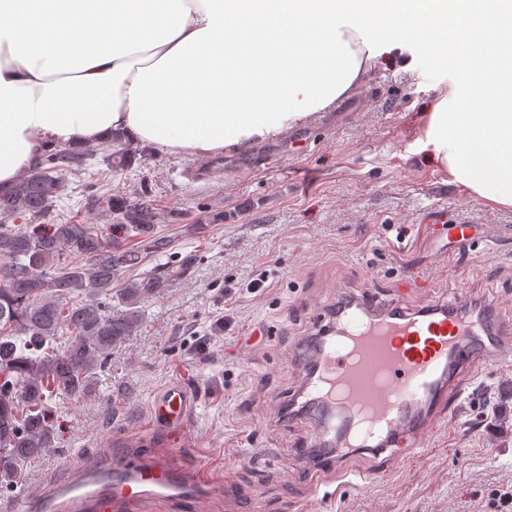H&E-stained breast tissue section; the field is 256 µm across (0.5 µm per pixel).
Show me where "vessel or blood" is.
<instances>
[{
	"label": "vessel or blood",
	"mask_w": 512,
	"mask_h": 512,
	"mask_svg": "<svg viewBox=\"0 0 512 512\" xmlns=\"http://www.w3.org/2000/svg\"><path fill=\"white\" fill-rule=\"evenodd\" d=\"M495 311L476 313L470 298L442 309H406L357 297L319 338L316 366L299 389L322 424L297 457L317 486L347 481L344 460L360 448L387 459L420 447L448 412V398L476 358L500 359L487 343ZM187 392L165 390L151 405L152 423L175 427L189 413ZM214 490L205 461L176 452L135 451L109 470L83 465L50 477L21 499L19 512H204Z\"/></svg>",
	"instance_id": "vessel-or-blood-1"
}]
</instances>
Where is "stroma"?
I'll return each mask as SVG.
<instances>
[{
  "mask_svg": "<svg viewBox=\"0 0 512 512\" xmlns=\"http://www.w3.org/2000/svg\"><path fill=\"white\" fill-rule=\"evenodd\" d=\"M408 55L412 69L378 58L355 94L281 137L225 152L223 168L203 181L188 177L195 156L150 147L113 175L100 145L83 146L85 171L65 178L43 223L83 219L82 198L110 174L112 194L153 200L170 246L144 268L164 274L166 286L113 353L100 395L53 401L55 446L0 491V512H15L67 465L106 463L147 432L157 447L207 461L252 512H497L492 491L512 484V208L473 197L423 150L424 114L460 73L420 50ZM438 211L447 225L476 227L468 247L433 229L427 218ZM189 254L195 264L179 274ZM262 276L265 291L249 293ZM417 277L428 287L400 298L403 307L471 294L496 309L503 356L460 377L447 418L412 455L380 474L371 455H353L348 468L372 480L322 503L294 461L316 418H279L304 373L297 344L317 334L338 298L388 302ZM175 382L196 396L178 432L152 426L150 415Z\"/></svg>",
  "mask_w": 512,
  "mask_h": 512,
  "instance_id": "stroma-1",
  "label": "stroma"
}]
</instances>
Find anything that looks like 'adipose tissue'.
I'll list each match as a JSON object with an SVG mask.
<instances>
[{
    "instance_id": "1",
    "label": "adipose tissue",
    "mask_w": 512,
    "mask_h": 512,
    "mask_svg": "<svg viewBox=\"0 0 512 512\" xmlns=\"http://www.w3.org/2000/svg\"><path fill=\"white\" fill-rule=\"evenodd\" d=\"M512 0H0V187L48 145L113 135L210 156L351 95L382 54L454 63L422 146L512 206ZM480 56L477 66L467 59Z\"/></svg>"
}]
</instances>
